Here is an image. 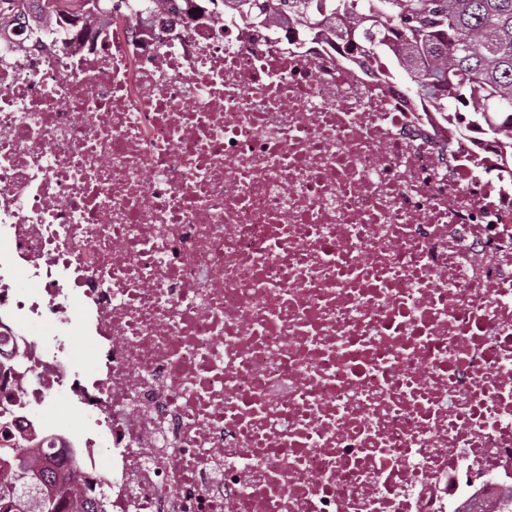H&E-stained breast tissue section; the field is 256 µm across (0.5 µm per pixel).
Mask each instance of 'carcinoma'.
<instances>
[{"instance_id": "1", "label": "carcinoma", "mask_w": 512, "mask_h": 512, "mask_svg": "<svg viewBox=\"0 0 512 512\" xmlns=\"http://www.w3.org/2000/svg\"><path fill=\"white\" fill-rule=\"evenodd\" d=\"M241 20L261 21L268 0H240ZM341 19L365 55L389 53L401 77L440 112L471 103L488 130L512 124V0H320ZM92 0H44L51 13L74 15ZM309 35L325 31L321 13L302 16ZM25 437L0 435V507L6 512H79L69 473L38 464Z\"/></svg>"}]
</instances>
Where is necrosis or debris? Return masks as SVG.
<instances>
[{"label": "necrosis or debris", "mask_w": 512, "mask_h": 512, "mask_svg": "<svg viewBox=\"0 0 512 512\" xmlns=\"http://www.w3.org/2000/svg\"><path fill=\"white\" fill-rule=\"evenodd\" d=\"M270 5L0 37V411L101 512H502L512 136ZM42 412L56 416L64 423L66 428L75 434L82 428L83 421L80 413L64 402L55 401L51 405L44 407Z\"/></svg>", "instance_id": "1"}]
</instances>
